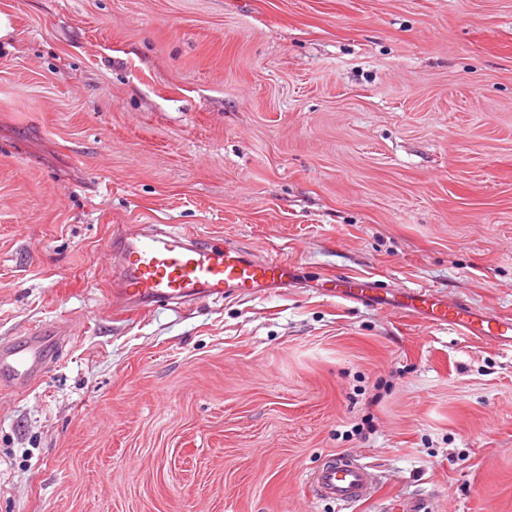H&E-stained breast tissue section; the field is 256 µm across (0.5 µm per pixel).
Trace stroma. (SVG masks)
<instances>
[{
    "label": "stroma",
    "instance_id": "stroma-1",
    "mask_svg": "<svg viewBox=\"0 0 512 512\" xmlns=\"http://www.w3.org/2000/svg\"><path fill=\"white\" fill-rule=\"evenodd\" d=\"M0 512H512V349L336 281L512 318V0H0ZM297 283L112 308L121 233ZM67 326L53 335L32 330L13 341H0V388L20 390L37 379L55 344L70 337ZM375 473L354 455L329 458L313 477L316 495L336 502L339 510L373 497Z\"/></svg>",
    "mask_w": 512,
    "mask_h": 512
}]
</instances>
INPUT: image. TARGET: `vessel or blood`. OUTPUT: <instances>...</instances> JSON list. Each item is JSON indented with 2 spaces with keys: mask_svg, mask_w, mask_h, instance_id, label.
Listing matches in <instances>:
<instances>
[{
  "mask_svg": "<svg viewBox=\"0 0 512 512\" xmlns=\"http://www.w3.org/2000/svg\"><path fill=\"white\" fill-rule=\"evenodd\" d=\"M127 258L113 297L127 304L180 305L223 296L234 288H285L292 282L286 262L258 259L232 247L209 246L190 236L122 234ZM336 293L344 300L406 310L433 326L450 325L463 334L512 347V319L477 310L462 300L444 301L426 288H379L356 277L340 280ZM70 336L68 327L54 334L33 330L15 340L0 341V388L20 390L37 379L55 344ZM318 496L336 502L340 512L369 500L374 473L354 455L329 458L312 481Z\"/></svg>",
  "mask_w": 512,
  "mask_h": 512,
  "instance_id": "obj_1",
  "label": "vessel or blood"
}]
</instances>
